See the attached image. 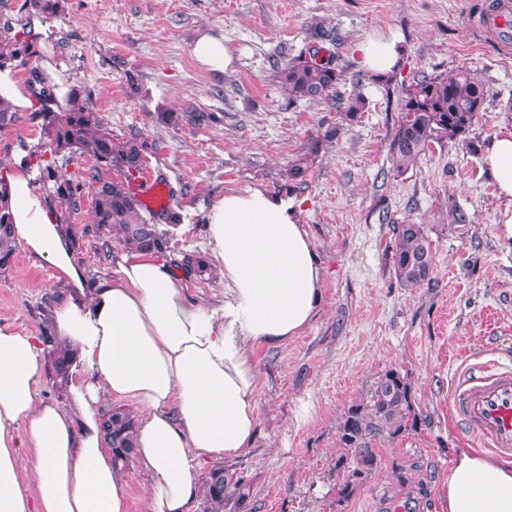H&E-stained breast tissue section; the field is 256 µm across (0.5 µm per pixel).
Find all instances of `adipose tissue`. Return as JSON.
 I'll return each mask as SVG.
<instances>
[{
	"label": "adipose tissue",
	"instance_id": "ef3b65f1",
	"mask_svg": "<svg viewBox=\"0 0 512 512\" xmlns=\"http://www.w3.org/2000/svg\"><path fill=\"white\" fill-rule=\"evenodd\" d=\"M360 67L397 70L401 37L357 41ZM501 195L512 199V131L486 156ZM14 233L64 287L54 330L83 376L70 402L39 400L40 337L0 329V512H128L121 473L99 424L102 396L134 401L136 455L149 479L148 512H190L201 461L249 452L258 421L252 349L300 336L317 314L323 274L300 224L302 202L252 188L221 196L207 238L224 280V302H187L179 277L150 251L121 256L94 294L60 217L27 168L0 171ZM36 461L24 488L25 451ZM440 512H512V462L461 453L435 487Z\"/></svg>",
	"mask_w": 512,
	"mask_h": 512
}]
</instances>
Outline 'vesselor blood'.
I'll use <instances>...</instances> for the list:
<instances>
[{
  "instance_id": "obj_1",
  "label": "vessel or blood",
  "mask_w": 512,
  "mask_h": 512,
  "mask_svg": "<svg viewBox=\"0 0 512 512\" xmlns=\"http://www.w3.org/2000/svg\"><path fill=\"white\" fill-rule=\"evenodd\" d=\"M487 32L512 40V0H501ZM467 432L496 454L512 457V368L490 364L466 369L449 404Z\"/></svg>"
}]
</instances>
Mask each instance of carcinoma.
<instances>
[{"label":"carcinoma","instance_id":"cac0c4a2","mask_svg":"<svg viewBox=\"0 0 512 512\" xmlns=\"http://www.w3.org/2000/svg\"><path fill=\"white\" fill-rule=\"evenodd\" d=\"M64 0H26L27 9L46 18L62 11ZM36 55L35 42L29 33L13 34L7 23L0 26V67L12 62L25 64ZM320 50L313 46L308 56L286 59L273 68V77L291 101L320 102L335 100L336 111L352 120L366 108L365 99L357 95L350 100L336 96V89L344 80V70L328 58H319ZM31 83L39 86L35 92L40 102L36 117L49 128V146L56 154L89 156L96 166L86 170L84 180L95 186L93 207L99 250L110 252L112 238L116 237L126 248L163 253L167 249L166 234L157 225L147 222L141 214V202L130 189L129 181L144 164L152 144L139 135L118 139L104 128L98 112L79 88L71 89L69 108L56 114L54 94L46 86V78L31 72ZM487 99L485 86L467 70L448 74L423 76L401 90L400 116L390 143L393 165L404 172L414 165L434 144L447 141H465L477 113L483 110ZM155 121L178 125L183 121L207 125L218 120L213 112L187 109L183 112H156ZM338 129L326 132L311 141L303 155L288 168L287 177L303 180L309 163L323 147L334 139ZM117 168L125 179L104 177L100 169ZM40 180L52 184V200L73 212L80 206L79 181L65 177L59 168L46 164L40 168ZM396 243L393 252L395 277L405 288H417L431 280L433 256L431 241L420 224H398L394 228ZM16 250L12 221L0 206V270L9 267ZM187 278H202L211 273L210 263L200 255L184 254L176 261ZM47 356L59 388L68 384L73 362V350L53 335L44 336ZM104 441L112 448L113 465L124 470L135 455V417L125 408L107 405L101 409ZM421 417L414 408L411 385L406 374L397 369L387 370L376 382L370 405L353 404L344 413L337 427L342 447L355 452L354 458L344 455L336 459V469L342 479L336 484L337 505L347 503L364 484L377 466V455L370 447L377 436L395 438L418 427ZM249 497V489L241 476L226 469L209 473L201 493L202 512H239Z\"/></svg>","mask_w":512,"mask_h":512}]
</instances>
